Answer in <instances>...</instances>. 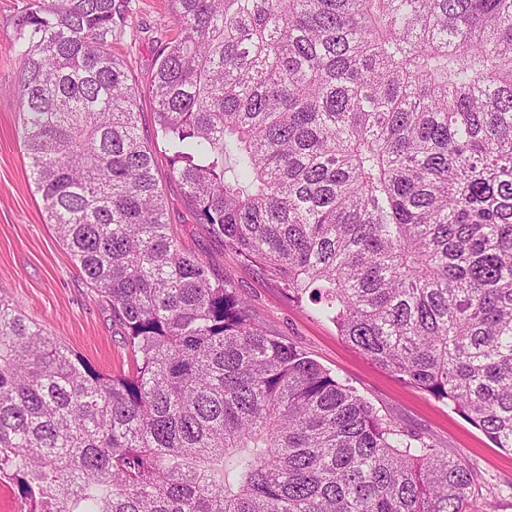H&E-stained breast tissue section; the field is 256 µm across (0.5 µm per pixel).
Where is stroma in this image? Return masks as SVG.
Returning a JSON list of instances; mask_svg holds the SVG:
<instances>
[{
    "label": "stroma",
    "instance_id": "35a3bbf8",
    "mask_svg": "<svg viewBox=\"0 0 512 512\" xmlns=\"http://www.w3.org/2000/svg\"><path fill=\"white\" fill-rule=\"evenodd\" d=\"M24 0H0V295L49 336L80 354L96 370L130 376L135 359L98 303L49 224L40 193L29 176L21 116L14 94L20 61L13 51V18ZM125 19L112 50L130 80L144 86L157 47L175 37L161 20L165 0H127ZM156 176L164 192L168 222L186 249L216 261V270L250 303L252 315L273 335L293 343L352 387L383 417L461 458L473 470L470 512H512V452L451 406L404 384L339 335L335 325L288 300L280 283L246 266L233 250L194 222L164 151L156 153Z\"/></svg>",
    "mask_w": 512,
    "mask_h": 512
}]
</instances>
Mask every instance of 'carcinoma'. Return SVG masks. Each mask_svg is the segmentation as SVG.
I'll return each instance as SVG.
<instances>
[{"mask_svg": "<svg viewBox=\"0 0 512 512\" xmlns=\"http://www.w3.org/2000/svg\"><path fill=\"white\" fill-rule=\"evenodd\" d=\"M166 2L146 91L195 223L512 451V0ZM122 14L27 0L14 93L48 221L136 372L0 295V482L24 512H466L468 465L170 233Z\"/></svg>", "mask_w": 512, "mask_h": 512, "instance_id": "obj_1", "label": "carcinoma"}]
</instances>
